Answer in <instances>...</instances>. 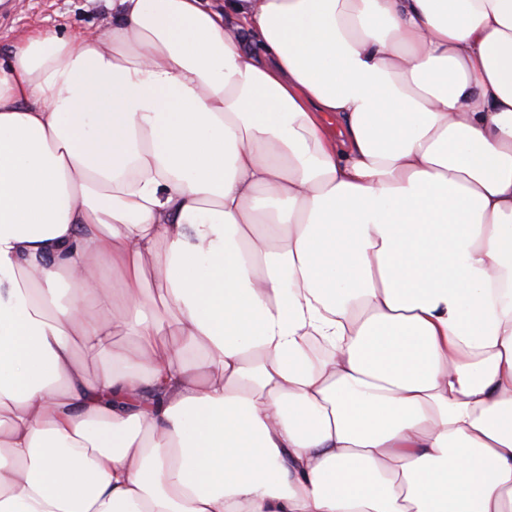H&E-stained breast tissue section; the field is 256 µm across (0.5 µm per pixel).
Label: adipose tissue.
<instances>
[{"label":"adipose tissue","mask_w":512,"mask_h":512,"mask_svg":"<svg viewBox=\"0 0 512 512\" xmlns=\"http://www.w3.org/2000/svg\"><path fill=\"white\" fill-rule=\"evenodd\" d=\"M113 2L0 58V512H512V0Z\"/></svg>","instance_id":"ef3b65f1"}]
</instances>
